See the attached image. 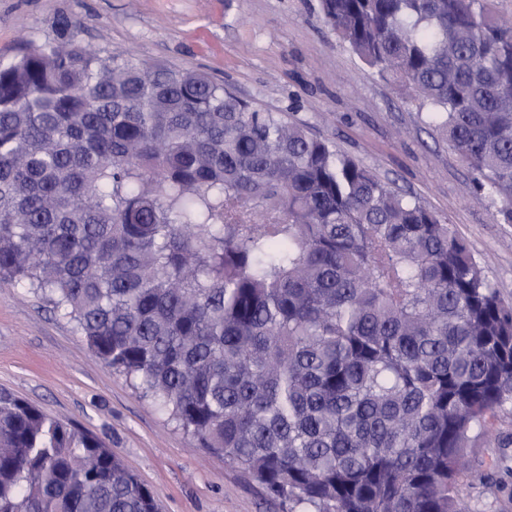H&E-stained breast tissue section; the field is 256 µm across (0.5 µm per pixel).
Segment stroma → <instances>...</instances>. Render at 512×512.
I'll return each instance as SVG.
<instances>
[{
  "mask_svg": "<svg viewBox=\"0 0 512 512\" xmlns=\"http://www.w3.org/2000/svg\"><path fill=\"white\" fill-rule=\"evenodd\" d=\"M80 20L86 43L207 74L252 107L282 113L452 224L512 300V224L478 193L427 109L371 73L326 24L319 0H0V55ZM104 442L162 512H288L223 456L200 448L152 400L88 351L41 296L0 283V390ZM472 442L469 512H512V410Z\"/></svg>",
  "mask_w": 512,
  "mask_h": 512,
  "instance_id": "35a3bbf8",
  "label": "stroma"
}]
</instances>
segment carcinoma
Here are the masks:
<instances>
[{"instance_id": "cac0c4a2", "label": "carcinoma", "mask_w": 512, "mask_h": 512, "mask_svg": "<svg viewBox=\"0 0 512 512\" xmlns=\"http://www.w3.org/2000/svg\"><path fill=\"white\" fill-rule=\"evenodd\" d=\"M492 0H320L512 224ZM56 37L0 58V282L291 512H464L512 408V303L452 225L190 69ZM0 512H160L97 437L0 391Z\"/></svg>"}]
</instances>
